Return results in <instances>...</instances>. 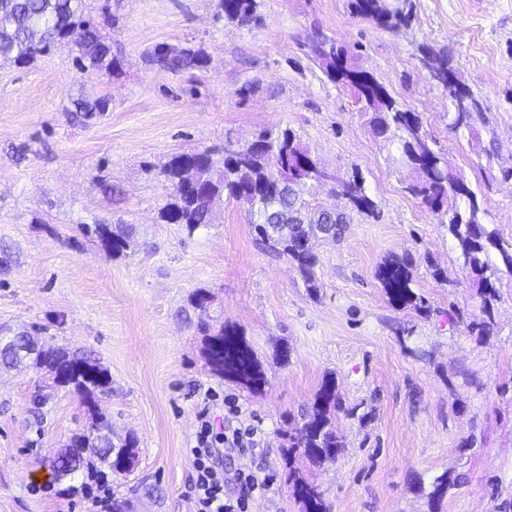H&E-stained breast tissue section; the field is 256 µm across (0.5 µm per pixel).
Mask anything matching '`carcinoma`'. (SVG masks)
Returning a JSON list of instances; mask_svg holds the SVG:
<instances>
[{
	"instance_id": "obj_1",
	"label": "carcinoma",
	"mask_w": 512,
	"mask_h": 512,
	"mask_svg": "<svg viewBox=\"0 0 512 512\" xmlns=\"http://www.w3.org/2000/svg\"><path fill=\"white\" fill-rule=\"evenodd\" d=\"M257 8V0H215L217 16L240 26L262 23ZM349 8L352 14L381 27L406 26L411 18V11L402 7L392 10L385 0H349ZM64 40L77 47L78 69L93 67L109 75L119 72L120 56L111 52L98 25L85 17L82 0H0V62L27 66ZM308 48L321 63L328 80L353 91L372 135L394 146L397 161L414 172L406 186L411 196L434 211L448 199V190L456 192L460 205L446 212V224L485 314V318L471 322L468 328L480 336L488 334L493 307L499 299L497 274L503 268L512 273V242L501 239L489 228L482 199L459 171L448 166V159L434 149L421 118L403 108L372 74L354 66L348 47L314 34L308 38ZM423 54L454 107L450 128L475 134L476 121L481 117L480 101L448 68V61L426 49ZM150 58L160 69L174 73L201 69L207 64L201 50L169 43L155 45ZM185 163L195 166L202 190L187 189ZM318 166L319 161L289 128L261 132L249 148L224 155L220 163L206 149L183 152L169 158L160 168L172 196V201L161 209L160 218L167 224L180 225L191 236L209 224L208 216L214 206L226 197L233 199L245 206L256 239L286 257L313 294L319 288L318 257L313 250L304 248L302 241L310 237L336 240L347 231L353 217L378 216L377 205L357 168L347 178L325 183L330 193L345 201L344 209L331 219L294 193L289 182L317 177ZM94 233L112 257L123 255L129 248V234L121 229L115 231L108 224H97ZM376 278L394 307L409 308L424 316L431 312L429 301L413 288L411 257L386 260L378 267ZM204 352L216 375L251 391H259L265 385L259 359L237 328H205ZM21 365L50 376L62 388H73L82 396L91 416L88 432L73 436L51 458L55 476L65 477L85 468L95 478L98 461L111 468L133 465L135 440L128 437L115 444L112 424L98 406L97 395L110 390L105 369L91 359L76 357L47 342L35 349L17 336L0 339V370ZM341 410L336 380L328 377L316 392L302 425L288 434L283 445L285 457L300 449L315 462L337 454L342 442L336 433L335 417ZM288 482L303 512H328L324 493L316 484L292 469L288 471ZM456 483L457 478L448 472L436 477L431 499H442Z\"/></svg>"
}]
</instances>
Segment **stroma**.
<instances>
[{
  "label": "stroma",
  "instance_id": "35a3bbf8",
  "mask_svg": "<svg viewBox=\"0 0 512 512\" xmlns=\"http://www.w3.org/2000/svg\"><path fill=\"white\" fill-rule=\"evenodd\" d=\"M257 2L262 24L241 27L216 16L214 0H85L122 59L119 74L78 70L64 43L27 67L0 64V327L108 370L100 407L115 436L136 440L133 467L107 475L125 512H194L188 449L201 421L223 425L228 398L264 431L272 486L250 512H301L292 469L319 485L330 512H512V274L499 275L489 334L469 332L481 302L442 214L406 192L407 169L305 46L315 30L352 45L355 65L418 113L511 241L512 0H411L409 25L394 29L354 16L349 0ZM163 42L201 49L205 68L159 69L148 53ZM424 47L481 102L477 136L450 129L453 107L422 64ZM81 95L108 97L107 111L76 112ZM285 127L328 169L359 167L379 210L355 218L342 240L318 241L313 294L256 244L235 201L191 236L158 218L170 199L159 170L172 154ZM117 223L130 235L119 257L82 232ZM406 254L429 316L394 308L375 276ZM201 288L210 299L199 309L190 297ZM204 323L242 331L262 391L210 372ZM330 376L344 405L340 452L284 457V433ZM89 425L77 392L32 369L0 375V512H95L90 497L69 492L86 473L49 468ZM447 471L457 483L431 507L433 480Z\"/></svg>",
  "mask_w": 512,
  "mask_h": 512
}]
</instances>
